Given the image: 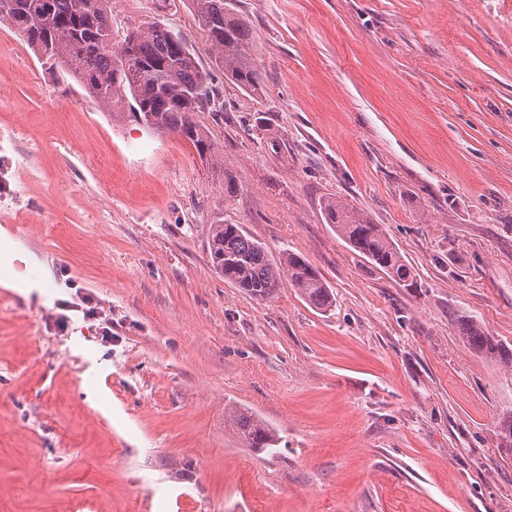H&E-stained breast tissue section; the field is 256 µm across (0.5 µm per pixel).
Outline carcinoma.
Listing matches in <instances>:
<instances>
[{
  "mask_svg": "<svg viewBox=\"0 0 512 512\" xmlns=\"http://www.w3.org/2000/svg\"><path fill=\"white\" fill-rule=\"evenodd\" d=\"M110 2L9 0L0 21L8 22L38 59L71 76L112 116L124 115L128 104L137 121L191 142L200 158L215 166L224 164V154L196 118V112L219 96L210 71L201 67L186 40L160 20L130 29L120 43H112ZM191 2L224 78L244 91H261L260 73L249 52L251 29L231 2ZM125 49L132 65L120 69L116 54ZM324 215L326 223L360 256L398 285L414 287L411 269L382 225L335 197L325 201ZM209 246L213 266L233 287L264 300L286 283L314 308L330 310L329 288L304 256L284 251L276 258L240 225L220 221L212 225ZM459 323L470 346L512 367V350L495 343L476 319L462 316ZM234 418L245 447L265 451L275 446L274 430L244 413H236Z\"/></svg>",
  "mask_w": 512,
  "mask_h": 512,
  "instance_id": "obj_1",
  "label": "carcinoma"
}]
</instances>
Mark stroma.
<instances>
[{
    "mask_svg": "<svg viewBox=\"0 0 512 512\" xmlns=\"http://www.w3.org/2000/svg\"><path fill=\"white\" fill-rule=\"evenodd\" d=\"M263 77L197 119L224 151L113 118L0 23V512H512V0H233ZM214 56L191 0H112ZM281 137V154L267 134ZM236 176L235 196L224 175ZM383 225L409 290L339 238ZM303 254L331 310L211 264L212 224ZM111 337H104V327ZM275 450L244 447L227 410ZM460 329L463 336H466L468 343L476 351L485 352L492 357H497L507 367H512V350H507L485 334L480 323L473 317L461 316ZM238 434L246 448L262 451L272 449L277 442L275 431L244 413H234Z\"/></svg>",
    "mask_w": 512,
    "mask_h": 512,
    "instance_id": "stroma-1",
    "label": "stroma"
}]
</instances>
